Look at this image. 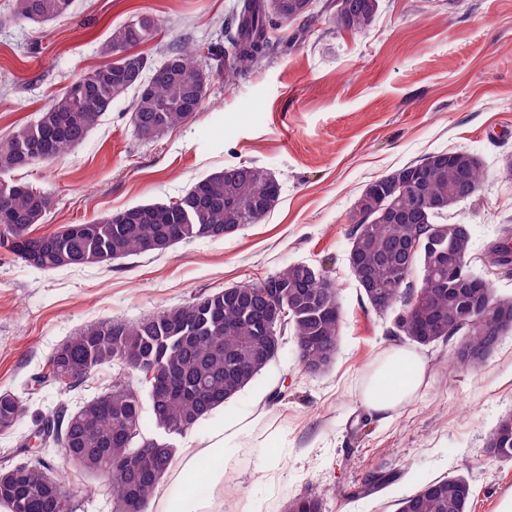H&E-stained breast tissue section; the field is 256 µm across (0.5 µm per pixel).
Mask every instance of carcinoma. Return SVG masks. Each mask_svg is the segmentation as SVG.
Returning a JSON list of instances; mask_svg holds the SVG:
<instances>
[{
  "label": "carcinoma",
  "instance_id": "cac0c4a2",
  "mask_svg": "<svg viewBox=\"0 0 512 512\" xmlns=\"http://www.w3.org/2000/svg\"><path fill=\"white\" fill-rule=\"evenodd\" d=\"M76 0H12L0 27L12 23L48 24L68 17ZM311 0H243L230 14L226 44L202 53L174 45L160 62L133 48L153 40L157 21L136 15L112 29L98 47L102 62L79 72L54 96L37 119L0 139V246L18 261L51 271L106 265L114 258L163 252L180 241L219 239L261 223L279 200L281 186L266 169L240 164L199 180L169 204H144L84 224H66L41 236L31 228L44 222L52 198L32 185L6 176L65 157L112 111L134 93L129 121L139 140L153 142L186 124L206 99L211 81L237 77L265 60L271 33L304 20L296 36L307 41L317 29L310 20ZM379 0H336L325 23L332 29L364 33L372 26ZM484 179L479 159L462 150L431 154L369 183L358 198L349 247L358 250L363 277L384 292L380 304L367 300L380 315H394L391 335L429 346L463 337L454 353L462 367L492 351L503 328L512 326V298H497L490 283L473 273L448 281L428 277L448 265V257L426 250L427 240L454 238L455 259L470 268L468 225L452 222L448 211L474 197ZM392 202L401 219H379L380 203ZM485 254V265L512 273V225ZM421 247L413 249L415 243ZM153 248L147 250L145 246ZM302 263L289 264L262 282L201 294L134 322L90 323L55 349L48 373L38 384L76 388L92 370L114 363L123 367L98 397L75 409L62 404L39 419L47 434L44 448L62 449L63 464L106 478L112 512H146L154 490L176 454L161 436L141 429L140 388H147L156 429L183 435L201 419L239 393L278 354L279 337L265 334L261 314L292 331L305 369L324 371L333 362L342 312L335 286L327 279L312 287ZM24 401L0 393V431L24 417ZM485 449L494 458H512V415L498 419ZM121 458L126 466L112 469ZM68 485L54 465L36 456L0 469V505L9 512H69ZM472 485L448 476L424 485L399 502L398 512H468ZM288 512H323L313 496L288 503Z\"/></svg>",
  "mask_w": 512,
  "mask_h": 512
}]
</instances>
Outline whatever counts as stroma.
Segmentation results:
<instances>
[{"mask_svg":"<svg viewBox=\"0 0 512 512\" xmlns=\"http://www.w3.org/2000/svg\"><path fill=\"white\" fill-rule=\"evenodd\" d=\"M235 0H77L70 18L45 27L0 28V138L31 123L81 70L100 62L113 27L147 14L156 38L139 50L162 59L167 45L225 41ZM295 25L274 31L258 67L225 87L214 78L186 125L152 143L138 141L123 99L62 160L15 172L50 195L54 207L34 234L184 195L199 179L253 163L281 185L267 216L221 239L180 242L163 253L55 271L25 267L0 247V392L28 415L0 435V458L32 429V416L97 397L118 368L102 366L74 390H31L30 378L83 326L136 321L200 293L256 283L289 263L321 266L342 311L336 354L322 374L304 372L290 332L273 360L240 393L186 435L223 426L263 403L248 447L228 458L233 512H286L304 494L324 512H396L399 500L436 479L461 474L470 512H500L512 499V460L490 457L485 441L512 414V332L482 363L455 366L452 345L419 347L427 366L416 396L381 418L364 406L365 378L384 350L408 346L389 336L362 296L347 250L357 198L372 180L447 150L476 155L485 177L473 199L451 209L471 229V268L498 297L512 275L484 256L501 224L512 222V0H380L366 33L340 30L301 43ZM386 484H379V477ZM73 512H110L102 478L70 468Z\"/></svg>","mask_w":512,"mask_h":512,"instance_id":"35a3bbf8","label":"stroma"}]
</instances>
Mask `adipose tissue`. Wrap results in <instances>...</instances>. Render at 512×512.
<instances>
[{
  "instance_id": "1",
  "label": "adipose tissue",
  "mask_w": 512,
  "mask_h": 512,
  "mask_svg": "<svg viewBox=\"0 0 512 512\" xmlns=\"http://www.w3.org/2000/svg\"><path fill=\"white\" fill-rule=\"evenodd\" d=\"M426 364L410 348L386 349L379 363L369 373L362 393L364 404L379 416H386L421 387ZM245 416H237L207 440L189 447L182 462L183 473L194 471L198 456L209 455L225 460L228 450L241 447ZM203 490H188L176 498L159 496L157 512H224V470L215 468L202 477Z\"/></svg>"
}]
</instances>
